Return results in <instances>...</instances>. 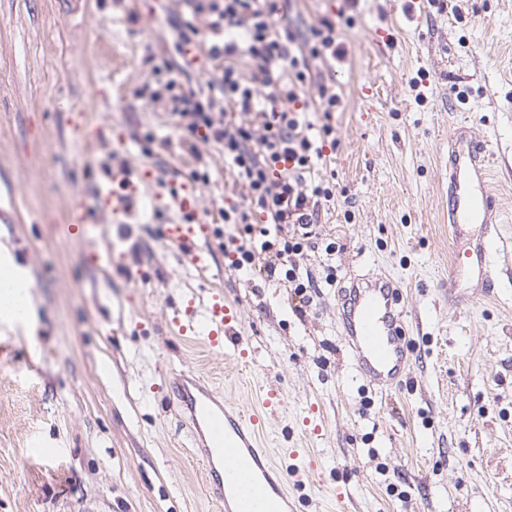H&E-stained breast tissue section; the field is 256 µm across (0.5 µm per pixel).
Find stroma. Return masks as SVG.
<instances>
[{
  "label": "stroma",
  "instance_id": "obj_1",
  "mask_svg": "<svg viewBox=\"0 0 512 512\" xmlns=\"http://www.w3.org/2000/svg\"><path fill=\"white\" fill-rule=\"evenodd\" d=\"M339 25L344 63L316 60L341 105L319 176L336 185L301 266L336 284L301 307L287 283L228 269L213 233L200 274L169 238L172 190L211 223L237 199L213 144L180 149L172 120L141 99L148 54L178 61L192 0H0V246L28 272L29 323L0 319V512H224L204 488L174 369L200 372L248 412L266 387L285 403L262 445L318 458L303 512H512V0H360ZM464 100H457V92ZM486 140L503 220L493 289L470 274L448 300V147ZM153 131L152 156L141 136ZM209 184L192 183L195 154ZM126 166L131 211L96 193ZM76 223L74 234L58 225ZM399 284L411 367L382 392L357 375L338 287ZM222 289L241 313L244 359L208 352L172 324ZM55 448L47 459L31 444Z\"/></svg>",
  "mask_w": 512,
  "mask_h": 512
}]
</instances>
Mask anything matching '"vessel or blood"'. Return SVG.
I'll use <instances>...</instances> for the list:
<instances>
[{
	"instance_id": "b4317fda",
	"label": "vessel or blood",
	"mask_w": 512,
	"mask_h": 512,
	"mask_svg": "<svg viewBox=\"0 0 512 512\" xmlns=\"http://www.w3.org/2000/svg\"><path fill=\"white\" fill-rule=\"evenodd\" d=\"M485 157L486 144L481 140L471 141L465 152L450 153L448 223L483 225L480 238L471 249L455 255L453 266L474 268L481 281L489 282L494 276L489 256L499 215ZM168 233L177 244L188 246V261L197 271L209 270L208 251L190 248L196 236L194 225L173 224ZM344 297L342 335L356 368L372 386L387 388L410 367L398 286L387 278L355 282ZM240 320L239 311L214 288L205 309L187 306L175 323L180 334H201L207 349L242 358L246 351L241 347ZM188 383L187 374H178L172 379V390L190 415L193 443L201 450L207 490L223 501L225 512H300L306 499L304 477L316 467V460L308 449H292L293 466L287 474L260 445L268 420L284 404L280 389L268 387L260 408L246 414L226 403L214 388L194 392Z\"/></svg>"
}]
</instances>
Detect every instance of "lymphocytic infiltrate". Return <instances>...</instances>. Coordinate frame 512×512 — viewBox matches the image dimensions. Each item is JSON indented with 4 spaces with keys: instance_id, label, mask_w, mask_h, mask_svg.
Segmentation results:
<instances>
[{
    "instance_id": "lymphocytic-infiltrate-1",
    "label": "lymphocytic infiltrate",
    "mask_w": 512,
    "mask_h": 512,
    "mask_svg": "<svg viewBox=\"0 0 512 512\" xmlns=\"http://www.w3.org/2000/svg\"><path fill=\"white\" fill-rule=\"evenodd\" d=\"M193 10L207 16V31L180 22L174 48L182 68L160 60L139 95L166 104L180 147L213 142L230 164L241 200L220 209L219 221L241 227L224 247L231 268L269 278L283 273L311 305L312 289L336 279L329 274L317 281L296 258L311 247L321 211L335 199V186L312 172L337 140L330 121L309 119L301 91L316 84L324 112L335 111V89L314 82L310 62L345 58L336 22L324 16L298 32L283 22L280 0H193ZM192 67L216 68L214 93L185 92L182 71Z\"/></svg>"
}]
</instances>
